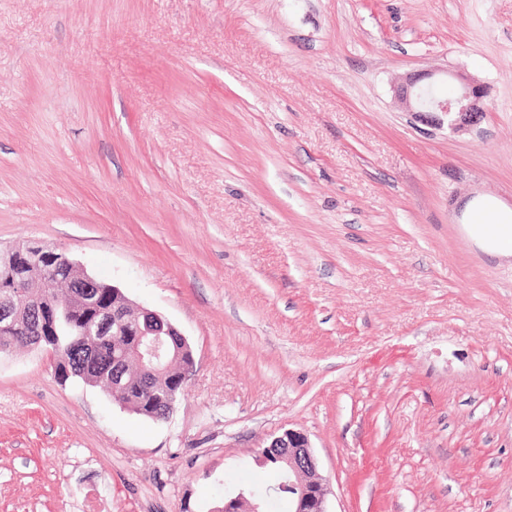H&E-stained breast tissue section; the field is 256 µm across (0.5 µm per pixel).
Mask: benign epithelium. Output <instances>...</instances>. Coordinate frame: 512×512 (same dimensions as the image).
<instances>
[{"label": "benign epithelium", "instance_id": "obj_1", "mask_svg": "<svg viewBox=\"0 0 512 512\" xmlns=\"http://www.w3.org/2000/svg\"><path fill=\"white\" fill-rule=\"evenodd\" d=\"M460 81L457 94L433 102L425 98L433 85L420 81L431 75L408 78L396 90L401 108L415 114L430 115L432 123L457 132L479 122L484 114L483 85L456 74ZM60 266L68 284L75 288L98 287L97 279L89 275L65 253L33 244H22L0 251V330L7 333L20 331L31 348H42L55 313L39 302L26 297L24 285L34 272ZM112 325V335L132 337V346L140 364L158 380L164 379L180 359L194 362L193 352L186 337L162 314L130 302L117 286H112V304L103 309L88 328V335H103L102 325ZM281 468L288 473L289 512H327L328 488L317 474V463L308 436L288 429L272 439L267 446Z\"/></svg>", "mask_w": 512, "mask_h": 512}]
</instances>
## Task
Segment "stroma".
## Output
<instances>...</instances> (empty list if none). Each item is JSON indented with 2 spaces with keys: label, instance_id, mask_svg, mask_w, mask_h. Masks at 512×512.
<instances>
[{
  "label": "stroma",
  "instance_id": "35a3bbf8",
  "mask_svg": "<svg viewBox=\"0 0 512 512\" xmlns=\"http://www.w3.org/2000/svg\"><path fill=\"white\" fill-rule=\"evenodd\" d=\"M487 113L402 111L420 71ZM512 0H0V248L168 318L164 420L0 357V512H212L305 432L328 512H512ZM460 81V89L457 94L448 99L427 101L426 91L435 87L434 84L419 85L422 79L431 78L430 74L417 75L408 78L405 84L396 90V99L401 108L406 112L415 114H429L432 123L443 126L445 119L448 130L457 132L479 122L484 114L483 98L486 91L483 85L470 80L463 74H456ZM465 224L469 237L483 250L512 257V210L500 209L491 201L476 204Z\"/></svg>",
  "mask_w": 512,
  "mask_h": 512
}]
</instances>
